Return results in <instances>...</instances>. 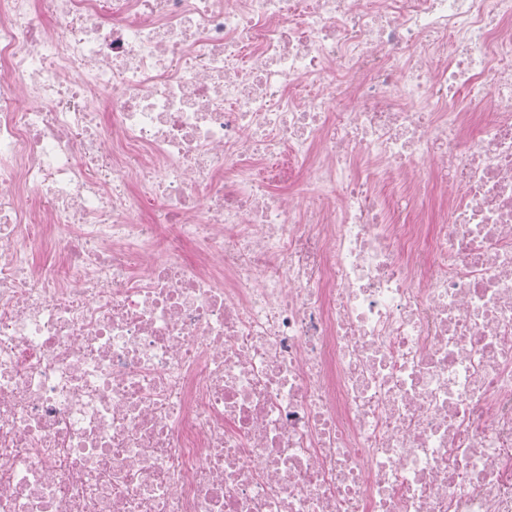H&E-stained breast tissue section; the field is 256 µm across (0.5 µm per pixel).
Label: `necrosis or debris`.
<instances>
[{"label":"necrosis or debris","instance_id":"4bbe7bcc","mask_svg":"<svg viewBox=\"0 0 512 512\" xmlns=\"http://www.w3.org/2000/svg\"><path fill=\"white\" fill-rule=\"evenodd\" d=\"M0 512H512V0H0Z\"/></svg>","mask_w":512,"mask_h":512}]
</instances>
